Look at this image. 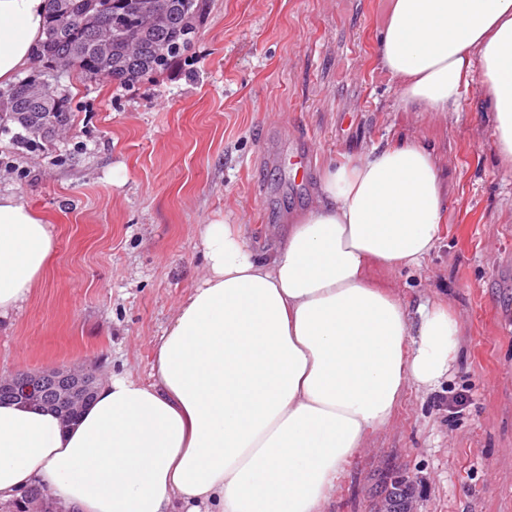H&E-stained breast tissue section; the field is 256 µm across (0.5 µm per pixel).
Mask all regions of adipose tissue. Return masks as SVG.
<instances>
[{
  "label": "adipose tissue",
  "instance_id": "1",
  "mask_svg": "<svg viewBox=\"0 0 512 512\" xmlns=\"http://www.w3.org/2000/svg\"><path fill=\"white\" fill-rule=\"evenodd\" d=\"M46 15L47 0H0V89L32 64ZM378 61L403 109L455 112L477 86L512 163V0H393ZM446 205L435 153L405 139L326 165L270 257L214 217L205 276L160 336L150 381L104 380L67 425L0 403V499L38 485L68 512H324L405 391L453 370L457 319L367 277L419 267ZM53 250L50 225L0 193V316Z\"/></svg>",
  "mask_w": 512,
  "mask_h": 512
}]
</instances>
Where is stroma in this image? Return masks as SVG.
I'll use <instances>...</instances> for the list:
<instances>
[{"instance_id":"stroma-1","label":"stroma","mask_w":512,"mask_h":512,"mask_svg":"<svg viewBox=\"0 0 512 512\" xmlns=\"http://www.w3.org/2000/svg\"><path fill=\"white\" fill-rule=\"evenodd\" d=\"M391 3L204 0L192 51L162 73L124 87L59 77L65 130L35 146L0 134V192L55 236L40 282L0 322V380L56 368L149 380L159 337L204 275L203 224L223 216L272 253L325 165L414 137L448 187L442 240L420 267L373 277L409 308L447 307L458 361L438 388L406 391L344 464L327 512H374L391 468L413 480L414 512H512V166L473 106L477 87L458 112L397 107L375 63Z\"/></svg>"}]
</instances>
